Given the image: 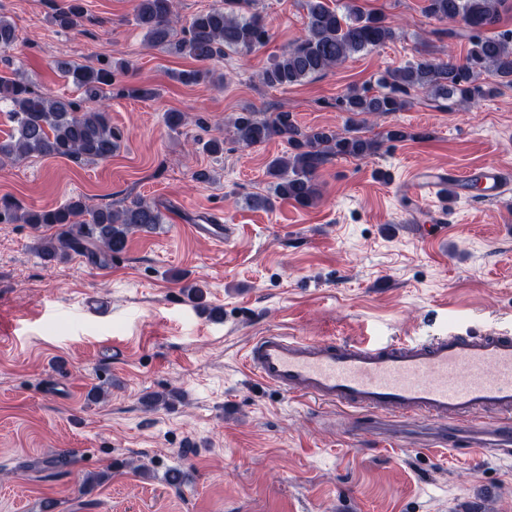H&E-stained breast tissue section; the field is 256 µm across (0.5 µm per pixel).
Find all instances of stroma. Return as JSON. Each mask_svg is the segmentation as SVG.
Returning a JSON list of instances; mask_svg holds the SVG:
<instances>
[{
    "label": "stroma",
    "mask_w": 512,
    "mask_h": 512,
    "mask_svg": "<svg viewBox=\"0 0 512 512\" xmlns=\"http://www.w3.org/2000/svg\"><path fill=\"white\" fill-rule=\"evenodd\" d=\"M68 0H0L16 44L0 75L73 98L61 63H128L108 112L123 140L112 158L79 165L34 156L0 167V198L29 209L86 196L118 209L141 197L166 222L130 237L101 267L85 257L47 263L42 232L0 224V512H512V459L459 455L433 445L426 424L398 441L355 433L334 407L254 382L247 345L268 331L320 340L417 339L445 326L512 330V192L440 201L412 195L411 171L496 162L512 168V88L468 107L416 92L405 110L365 129L410 137L366 158L335 157L319 171L320 199L277 201L266 167L285 145L236 143L230 117L287 111L306 128H343L337 100L376 88L386 69L424 46L464 57L423 12L425 0H360L397 29L385 45L288 88L259 73L304 36L305 0H256L270 38L252 53L209 62L212 79L176 80L197 61L148 45L134 0H83L80 26L52 16ZM131 85L156 91L125 95ZM190 123L169 128L165 115ZM220 137L216 157L198 139ZM207 180H197V173ZM232 227L224 247L189 233L202 218ZM200 287L192 303L184 283ZM105 391L94 399L92 388ZM163 395L148 406L153 395ZM66 454L56 470L35 462ZM182 473L180 486L168 482ZM100 474L101 483L85 479Z\"/></svg>",
    "instance_id": "stroma-1"
}]
</instances>
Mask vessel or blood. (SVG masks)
<instances>
[{
	"label": "vessel or blood",
	"mask_w": 512,
	"mask_h": 512,
	"mask_svg": "<svg viewBox=\"0 0 512 512\" xmlns=\"http://www.w3.org/2000/svg\"><path fill=\"white\" fill-rule=\"evenodd\" d=\"M477 185L500 199L512 174L495 164L447 175H414L409 186L444 198ZM261 384L351 413L356 429L397 436L400 423L427 421L436 440L460 438L483 455L512 457V332L445 329L424 339L325 341L268 332L243 359Z\"/></svg>",
	"instance_id": "obj_1"
}]
</instances>
